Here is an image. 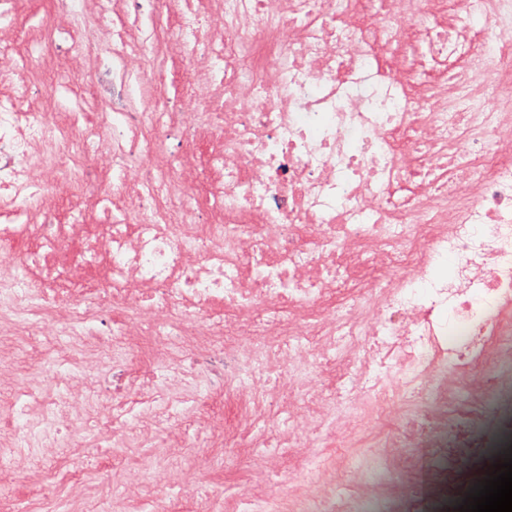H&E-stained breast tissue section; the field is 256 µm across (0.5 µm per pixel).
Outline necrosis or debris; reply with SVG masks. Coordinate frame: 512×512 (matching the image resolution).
<instances>
[{
	"label": "necrosis or debris",
	"mask_w": 512,
	"mask_h": 512,
	"mask_svg": "<svg viewBox=\"0 0 512 512\" xmlns=\"http://www.w3.org/2000/svg\"><path fill=\"white\" fill-rule=\"evenodd\" d=\"M53 0L90 81L149 67L122 0ZM178 19L190 112L122 106L94 133L144 181L94 174L72 128L0 76V374L32 418L0 445L184 453L223 394L210 458L245 495L224 512H459L512 456V0H155ZM179 135L177 157L166 141ZM54 170L112 221L22 223ZM42 261L18 281L21 244ZM452 269H445L447 257ZM102 336L122 375L88 437L81 375ZM157 439L129 416L173 404ZM281 417L289 477L243 470ZM167 465H122L112 512H168Z\"/></svg>",
	"instance_id": "1"
}]
</instances>
